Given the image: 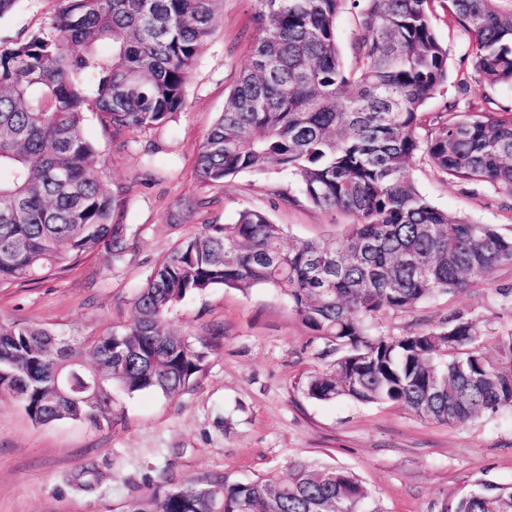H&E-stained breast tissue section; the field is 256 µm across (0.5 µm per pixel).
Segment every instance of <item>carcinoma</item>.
<instances>
[{
    "mask_svg": "<svg viewBox=\"0 0 512 512\" xmlns=\"http://www.w3.org/2000/svg\"><path fill=\"white\" fill-rule=\"evenodd\" d=\"M259 35L198 149L202 182L276 163L315 207L353 217L341 240L298 241L260 210L204 230L155 266L133 320L68 342L0 319V393L40 425L112 427L137 394L171 395L202 374L215 340L168 326L188 295L210 288L279 290L330 358L309 376L317 401L399 404L425 422L465 424L512 410V333L496 354L461 313L407 336L372 333L386 312L410 313L512 264V237L432 206L411 175L415 156L464 183L512 196V107L440 112L423 106L448 82L440 6L472 40L474 76L512 86V0H259ZM48 30L0 44V288L58 279L100 251L127 250L113 222L94 147L95 110L113 131L160 127L213 33L221 0H57ZM349 14L347 50L337 33ZM70 378L62 392L57 375ZM128 512H381L362 480L295 461L249 481L209 471L168 478ZM441 512H512V487L479 483Z\"/></svg>",
    "mask_w": 512,
    "mask_h": 512,
    "instance_id": "1",
    "label": "carcinoma"
}]
</instances>
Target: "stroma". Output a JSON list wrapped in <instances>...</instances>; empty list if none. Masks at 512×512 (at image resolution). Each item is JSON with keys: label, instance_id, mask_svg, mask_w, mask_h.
<instances>
[{"label": "stroma", "instance_id": "obj_1", "mask_svg": "<svg viewBox=\"0 0 512 512\" xmlns=\"http://www.w3.org/2000/svg\"><path fill=\"white\" fill-rule=\"evenodd\" d=\"M56 0H19L0 18V40L47 30ZM256 0H223L214 32L186 84V104L164 126L115 133L95 112L83 133L96 151L113 219L128 228L122 261L107 253L64 277L0 289V318L95 336L129 323L132 302L157 262L206 224H230L246 209L282 225L286 242L343 238L350 217L310 205L288 170L272 164L202 183L196 154L224 110L258 35ZM433 24L448 46L452 75L472 73L471 41L446 13ZM416 187L437 208L512 235V197L487 184H461L423 159ZM512 265L462 293L438 294L413 312L385 314L376 329L405 336L434 328L455 311L479 327L487 351L512 330ZM170 323L188 336L223 328L207 368L184 390L141 393L112 428L62 420L32 423L0 396V512H127L164 477L190 481L211 470L235 480L282 471L305 459L357 474L383 512H441L479 481L512 486V410L447 426L416 419L396 404L317 401L308 376L325 368L315 340L277 290L213 288L178 304Z\"/></svg>", "mask_w": 512, "mask_h": 512}]
</instances>
